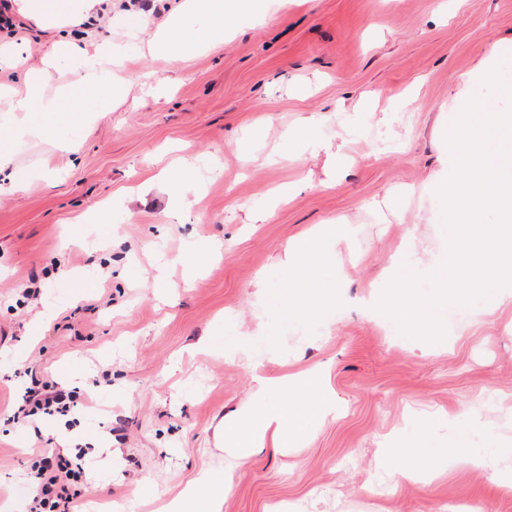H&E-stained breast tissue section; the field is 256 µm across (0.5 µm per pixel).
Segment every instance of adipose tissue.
<instances>
[{
	"label": "adipose tissue",
	"instance_id": "obj_1",
	"mask_svg": "<svg viewBox=\"0 0 512 512\" xmlns=\"http://www.w3.org/2000/svg\"><path fill=\"white\" fill-rule=\"evenodd\" d=\"M101 0H21L22 12L46 27L67 22L78 23L96 17ZM251 0H184L183 9L163 24L150 48L153 52L178 59L195 49L200 33L190 18L207 21L208 30L221 34L225 12L243 11ZM66 59L76 79L66 89L47 93L54 79L57 60ZM125 54L111 41L101 42L88 53L74 44L56 43L41 68L28 71L23 82L6 88L9 112H36L43 122L29 125L8 119L0 123V157L13 148L47 134L56 116L62 112H93L105 115L108 99L121 96L123 84L115 74L122 66ZM321 235H308L290 242L281 264L282 286L277 294L282 299L279 309L281 322H323L343 301L339 288L327 287L322 271L335 270L336 254L325 247ZM258 405L240 412L224 425V440L228 442L236 464H243L264 447L266 439L288 442L309 424L334 413L335 403L316 373L281 377H257ZM454 444L463 448L465 463L492 469L497 461L512 454V449L499 443L485 430L480 414L471 413L453 425ZM427 425H420L408 437L402 438L400 448L388 451L389 458H400V472L404 477L416 478L421 462L438 463L446 459L445 449L427 450Z\"/></svg>",
	"mask_w": 512,
	"mask_h": 512
}]
</instances>
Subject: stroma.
<instances>
[{"label": "stroma", "instance_id": "obj_1", "mask_svg": "<svg viewBox=\"0 0 512 512\" xmlns=\"http://www.w3.org/2000/svg\"><path fill=\"white\" fill-rule=\"evenodd\" d=\"M181 4L111 0L81 44H127L126 96L0 168V512H27L34 464L87 443L79 512H165L201 468L223 470L217 429L255 402L254 374L313 368L337 414L295 446L266 443L220 512H512V456L494 473L451 457L416 481L379 463L429 416L440 447L470 411L512 445V304L449 319L439 345L366 311L405 243L425 261L444 250L445 136L490 95L481 68L512 43V0H253L223 42L152 55ZM18 20L0 32L4 83L59 37ZM310 117L319 147L290 143ZM327 224L355 229L333 246L344 301L326 326L282 323L256 281ZM213 244L217 263L199 253ZM35 377L91 403L72 429L53 420L47 445L13 421Z\"/></svg>", "mask_w": 512, "mask_h": 512}]
</instances>
